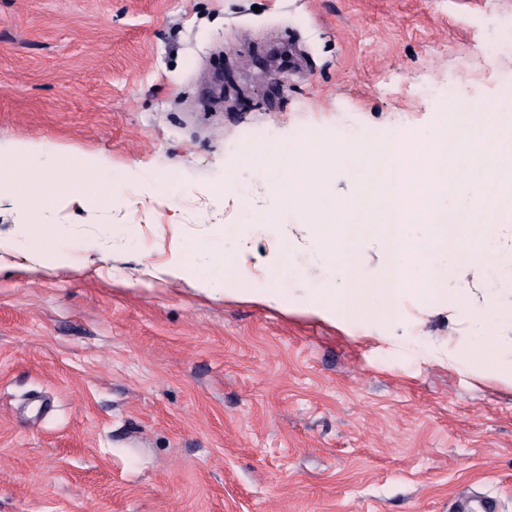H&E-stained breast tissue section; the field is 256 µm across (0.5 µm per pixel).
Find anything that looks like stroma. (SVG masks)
Masks as SVG:
<instances>
[{"label": "stroma", "mask_w": 512, "mask_h": 512, "mask_svg": "<svg viewBox=\"0 0 512 512\" xmlns=\"http://www.w3.org/2000/svg\"><path fill=\"white\" fill-rule=\"evenodd\" d=\"M512 95V0H0V142L92 154L123 184L59 190L38 218L67 268L0 271V512H512V379L469 367L466 311L402 297L396 330L301 310L331 277L302 244L265 285L284 226L247 148L429 134L451 105ZM233 184L230 194L218 186ZM249 232L255 257L196 276ZM197 250L183 279L132 287ZM493 278L512 299V223ZM249 251L250 248L247 246V241H244L240 244L238 251L234 254L225 256L224 254L214 255L212 257L211 266L213 270L219 274H222L223 279H221L219 275L207 274L201 276L198 282V285L201 288L198 289L207 296L213 297L214 290L216 288L222 287L224 281V265H228L229 267L238 271L246 270L249 259Z\"/></svg>", "instance_id": "35a3bbf8"}]
</instances>
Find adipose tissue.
<instances>
[{"instance_id":"1","label":"adipose tissue","mask_w":512,"mask_h":512,"mask_svg":"<svg viewBox=\"0 0 512 512\" xmlns=\"http://www.w3.org/2000/svg\"><path fill=\"white\" fill-rule=\"evenodd\" d=\"M41 142L31 139L12 141L0 148V178L23 186L19 198L22 208L46 206L57 182H66L76 199L92 194L107 198L112 194V169L91 155H74L56 164L54 172L41 165Z\"/></svg>"}]
</instances>
